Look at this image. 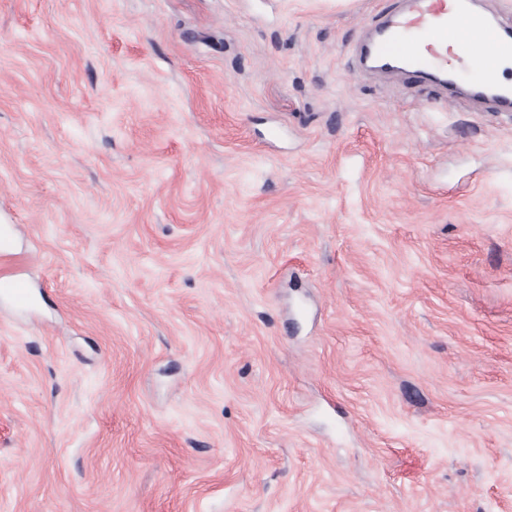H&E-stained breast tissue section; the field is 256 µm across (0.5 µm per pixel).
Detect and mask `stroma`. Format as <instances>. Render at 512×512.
I'll use <instances>...</instances> for the list:
<instances>
[{
  "instance_id": "obj_1",
  "label": "stroma",
  "mask_w": 512,
  "mask_h": 512,
  "mask_svg": "<svg viewBox=\"0 0 512 512\" xmlns=\"http://www.w3.org/2000/svg\"><path fill=\"white\" fill-rule=\"evenodd\" d=\"M380 7L0 0V512H512V120Z\"/></svg>"
}]
</instances>
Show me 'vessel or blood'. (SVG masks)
Returning a JSON list of instances; mask_svg holds the SVG:
<instances>
[{"instance_id": "vessel-or-blood-1", "label": "vessel or blood", "mask_w": 512, "mask_h": 512, "mask_svg": "<svg viewBox=\"0 0 512 512\" xmlns=\"http://www.w3.org/2000/svg\"><path fill=\"white\" fill-rule=\"evenodd\" d=\"M465 16L475 35L467 47L472 58L512 61V19L468 13L465 0H389L367 24L349 57L357 72H374L436 87L448 99L465 97L480 109L512 116V88L492 85L490 92L464 90L448 72L457 35V16Z\"/></svg>"}]
</instances>
